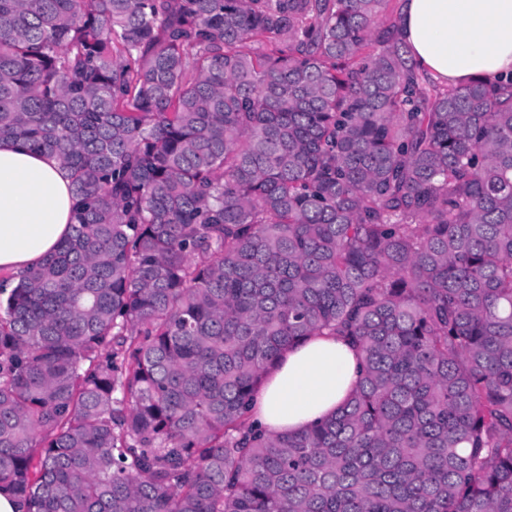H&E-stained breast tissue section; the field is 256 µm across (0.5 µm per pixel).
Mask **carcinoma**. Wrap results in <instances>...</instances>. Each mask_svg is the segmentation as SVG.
Returning <instances> with one entry per match:
<instances>
[{"label": "carcinoma", "mask_w": 512, "mask_h": 512, "mask_svg": "<svg viewBox=\"0 0 512 512\" xmlns=\"http://www.w3.org/2000/svg\"><path fill=\"white\" fill-rule=\"evenodd\" d=\"M389 0H0V142L71 233L0 300L25 512H512V77L442 86ZM356 391L262 435L281 353ZM355 347L338 336H310L287 349L258 389L252 406L266 434L297 431L336 411L356 388Z\"/></svg>", "instance_id": "1"}]
</instances>
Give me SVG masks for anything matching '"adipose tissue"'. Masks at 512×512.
<instances>
[{
    "instance_id": "1",
    "label": "adipose tissue",
    "mask_w": 512,
    "mask_h": 512,
    "mask_svg": "<svg viewBox=\"0 0 512 512\" xmlns=\"http://www.w3.org/2000/svg\"><path fill=\"white\" fill-rule=\"evenodd\" d=\"M400 39L417 67L462 86L512 76V0H400ZM68 172L46 152L0 143V289L11 290L71 232ZM355 347L311 336L287 349L258 389L256 428L297 431L333 413L356 388Z\"/></svg>"
}]
</instances>
